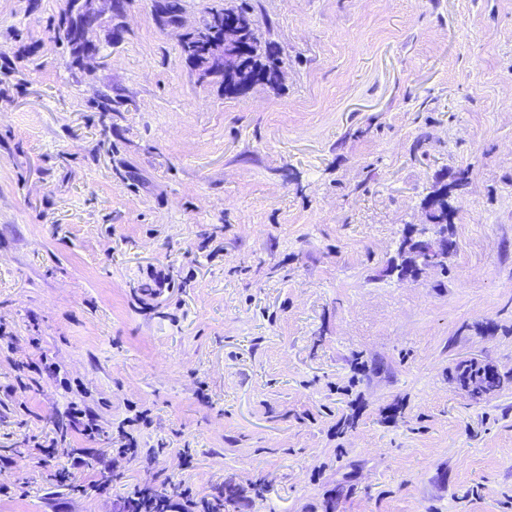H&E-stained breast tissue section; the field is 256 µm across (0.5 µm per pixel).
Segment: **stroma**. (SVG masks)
<instances>
[{
    "instance_id": "obj_1",
    "label": "stroma",
    "mask_w": 512,
    "mask_h": 512,
    "mask_svg": "<svg viewBox=\"0 0 512 512\" xmlns=\"http://www.w3.org/2000/svg\"><path fill=\"white\" fill-rule=\"evenodd\" d=\"M253 3L284 76L234 98L160 0L117 5L82 65L69 0H0V488L27 490L0 512L185 483L229 512H512V0ZM463 168L453 251L397 279ZM75 403L151 413L137 460L94 447L111 484L32 446L83 447Z\"/></svg>"
}]
</instances>
